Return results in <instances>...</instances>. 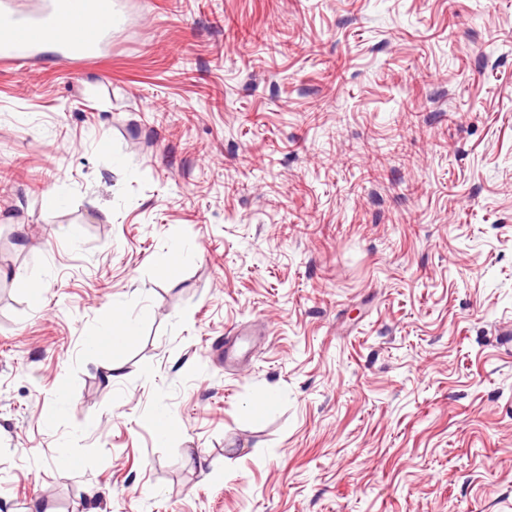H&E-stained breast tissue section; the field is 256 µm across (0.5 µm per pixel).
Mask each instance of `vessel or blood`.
<instances>
[{
	"label": "vessel or blood",
	"mask_w": 512,
	"mask_h": 512,
	"mask_svg": "<svg viewBox=\"0 0 512 512\" xmlns=\"http://www.w3.org/2000/svg\"><path fill=\"white\" fill-rule=\"evenodd\" d=\"M116 20L115 0H45L32 14L0 0V65L26 63L47 45L62 62L94 61L109 45Z\"/></svg>",
	"instance_id": "vessel-or-blood-1"
}]
</instances>
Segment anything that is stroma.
Masks as SVG:
<instances>
[{"label":"stroma","mask_w":512,"mask_h":512,"mask_svg":"<svg viewBox=\"0 0 512 512\" xmlns=\"http://www.w3.org/2000/svg\"><path fill=\"white\" fill-rule=\"evenodd\" d=\"M119 2L0 67V512H512V0Z\"/></svg>","instance_id":"stroma-1"}]
</instances>
